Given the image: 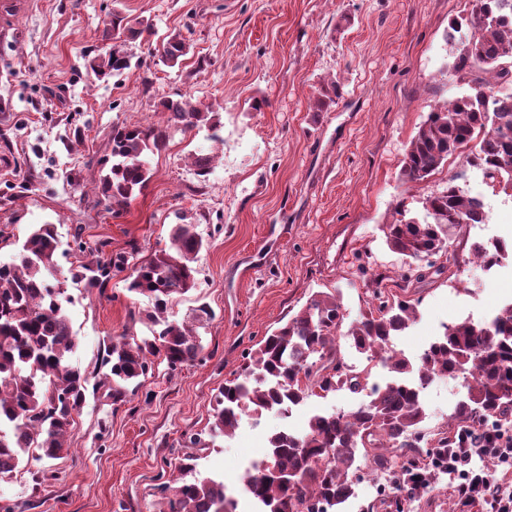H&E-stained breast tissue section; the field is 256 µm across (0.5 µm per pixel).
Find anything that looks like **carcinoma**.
I'll return each instance as SVG.
<instances>
[{
	"instance_id": "1",
	"label": "carcinoma",
	"mask_w": 512,
	"mask_h": 512,
	"mask_svg": "<svg viewBox=\"0 0 512 512\" xmlns=\"http://www.w3.org/2000/svg\"><path fill=\"white\" fill-rule=\"evenodd\" d=\"M467 28L455 69L470 91L429 113L407 148L402 176L410 182L425 180L448 156L477 141L466 162L481 170L491 187L512 188V0H475L470 15L451 23L448 37ZM150 29L142 20L112 13V50L97 55L92 69L97 76L121 74L130 67L122 49L128 39ZM190 46L174 33L158 49L171 67L179 65ZM331 82L315 101L326 110L339 95ZM165 125H116L110 139L112 165L100 178L99 193L107 209L118 215L150 179L148 157L161 151L171 127L181 131L217 129L213 111L192 102L164 100ZM397 217L383 225L385 242L416 265V279L425 278L420 263L446 250L463 222L483 224L485 204L464 193L448 179L447 188L425 198L423 215ZM205 246L193 224H175L170 247L133 265L128 291L151 303L147 315L150 335L137 341L122 336L108 347L109 366L104 398L117 406L141 385L153 359L175 368L196 360L202 345L199 329L213 319L201 303L192 315L178 321L168 317L181 295L196 287L194 263ZM512 243L502 239L473 244L472 255L483 261L498 258ZM58 234L54 224H41L22 244L16 259L0 262V476L17 470L30 449L53 459L64 451V438L85 402L88 377L67 363L76 347L63 302L66 282L105 288L112 269L128 264L124 255L95 263L81 261L69 269L70 279L58 277ZM375 303L350 320L339 298L316 291L304 307L244 357L241 372L227 381L216 396L209 435L230 437L241 414L284 413L312 396L348 388L370 389L369 400L357 411L312 415L308 431L299 437L284 426L267 440L266 457L243 476L246 490L259 505L258 512H340L351 496L350 475L358 457L374 448H417L419 426L426 413L423 390L436 378L467 374L471 381L458 401L453 419L472 428L488 419L512 422V303L484 322L445 327L413 363L392 349V340L415 318L407 300H390L373 291ZM345 340L370 363L378 360L394 374L381 386L368 385L371 367L359 370L342 358ZM461 451L456 436L446 432L427 452L429 463L415 459L398 467L397 458L372 455L375 470H401L399 495L389 503L395 512L429 489L437 462ZM165 512H236L224 483L211 478L180 479Z\"/></svg>"
}]
</instances>
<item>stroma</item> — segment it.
<instances>
[{
  "label": "stroma",
  "mask_w": 512,
  "mask_h": 512,
  "mask_svg": "<svg viewBox=\"0 0 512 512\" xmlns=\"http://www.w3.org/2000/svg\"><path fill=\"white\" fill-rule=\"evenodd\" d=\"M148 19L149 40L126 42L129 69L108 80L88 66L112 44L113 10ZM472 0H30L0 14V261L11 260L36 225L55 224L61 253L84 258L131 252L132 262L168 248L173 224L206 240L196 288L175 302L174 319L200 303L214 312L200 332L198 359L169 369L155 360L138 392L120 406L88 394L56 459L29 460L0 477V507L12 512H162L179 477L185 441L207 431L215 397L248 349L295 315L315 291L335 292L350 317L373 287L410 300L413 323L394 350L420 357L445 325L490 319L512 303V263L482 271L472 245L512 239V194L489 187L463 155L427 179L403 181L411 138L438 105L467 92L449 40ZM191 46L182 65L156 53L170 34ZM341 95L313 105L330 80ZM192 97L210 106L222 136L169 129L151 155V177L115 215L98 202L116 125L162 124L160 102ZM262 109H254L255 101ZM212 154L209 177L193 154ZM456 183L482 197L484 224H465L416 272L382 232L397 208L422 215L427 196ZM65 309L77 345L69 362L98 383L112 340L148 333L147 299L126 290L125 273L105 289L69 284ZM464 389L440 378L424 392L421 431L436 440ZM366 394L342 388L274 413L242 416L232 437L196 453L194 474L240 496L242 477L281 427L307 430L317 412H351ZM458 476L436 478L410 512H495L463 501Z\"/></svg>",
  "instance_id": "35a3bbf8"
}]
</instances>
